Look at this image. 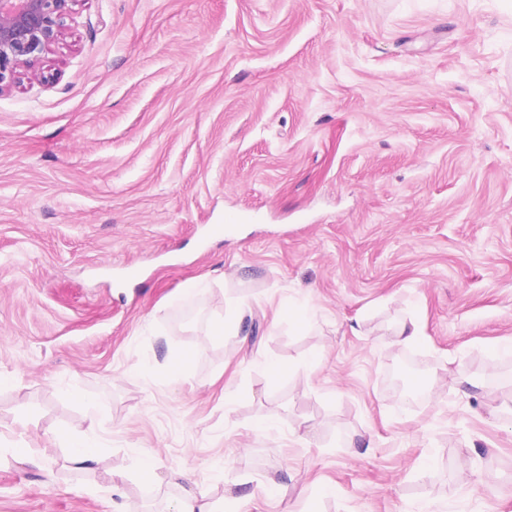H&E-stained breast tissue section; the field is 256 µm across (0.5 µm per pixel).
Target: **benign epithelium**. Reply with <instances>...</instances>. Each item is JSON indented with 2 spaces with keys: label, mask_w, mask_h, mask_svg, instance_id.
I'll use <instances>...</instances> for the list:
<instances>
[{
  "label": "benign epithelium",
  "mask_w": 512,
  "mask_h": 512,
  "mask_svg": "<svg viewBox=\"0 0 512 512\" xmlns=\"http://www.w3.org/2000/svg\"><path fill=\"white\" fill-rule=\"evenodd\" d=\"M81 0H0V94L60 44Z\"/></svg>",
  "instance_id": "obj_1"
}]
</instances>
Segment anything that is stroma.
<instances>
[{
    "mask_svg": "<svg viewBox=\"0 0 512 512\" xmlns=\"http://www.w3.org/2000/svg\"><path fill=\"white\" fill-rule=\"evenodd\" d=\"M66 24L0 93V512H512V0ZM170 480L183 488L178 512H210L204 502L203 492L189 486L191 479L187 472L175 471L170 475ZM184 484H187L189 488Z\"/></svg>",
    "mask_w": 512,
    "mask_h": 512,
    "instance_id": "stroma-1",
    "label": "stroma"
}]
</instances>
